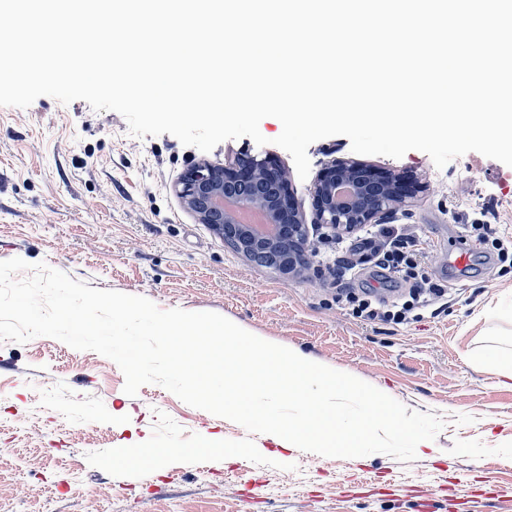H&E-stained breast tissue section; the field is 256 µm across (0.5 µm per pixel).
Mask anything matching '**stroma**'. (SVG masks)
Instances as JSON below:
<instances>
[{
	"mask_svg": "<svg viewBox=\"0 0 512 512\" xmlns=\"http://www.w3.org/2000/svg\"><path fill=\"white\" fill-rule=\"evenodd\" d=\"M260 131L267 145L245 136L205 153L169 134L132 136L123 116L82 100L0 106V261L43 263L163 310L219 313L444 417V428L406 463L274 445L226 462L196 454L203 433L227 448L263 436L157 384L126 395L120 367L96 352L46 336L0 342V512H416L429 494L438 512H512V379L481 363L490 347L512 348V315L496 308L512 301V167L476 152L442 168L417 150L361 157L341 135L310 145L311 174L359 159L426 185L385 222L426 252L425 273L447 303L417 322L369 321L335 299L340 288L377 286L379 257L358 252L357 234L310 227L312 268L291 279L225 244L177 197L175 183L204 160L269 154L293 169L272 143L275 119ZM485 220L507 257L467 232ZM462 246L472 250L465 268L453 264ZM412 284L400 272L377 295L391 302ZM139 438L169 456L123 465Z\"/></svg>",
	"mask_w": 512,
	"mask_h": 512,
	"instance_id": "obj_1",
	"label": "stroma"
}]
</instances>
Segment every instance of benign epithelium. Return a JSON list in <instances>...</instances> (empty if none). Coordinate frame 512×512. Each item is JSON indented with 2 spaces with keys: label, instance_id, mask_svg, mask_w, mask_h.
I'll list each match as a JSON object with an SVG mask.
<instances>
[{
  "label": "benign epithelium",
  "instance_id": "benign-epithelium-1",
  "mask_svg": "<svg viewBox=\"0 0 512 512\" xmlns=\"http://www.w3.org/2000/svg\"><path fill=\"white\" fill-rule=\"evenodd\" d=\"M342 187L348 188L344 200L339 197ZM422 190V182L411 171L334 159L323 165L310 188L313 223L325 224L338 235L352 234L379 223ZM175 192L198 223L208 225L246 258L266 255L272 268L289 278L302 277L311 269L306 216L288 171L275 157L204 160L183 174ZM226 200L265 210L274 233L260 236L237 223L234 213L224 208Z\"/></svg>",
  "mask_w": 512,
  "mask_h": 512
}]
</instances>
